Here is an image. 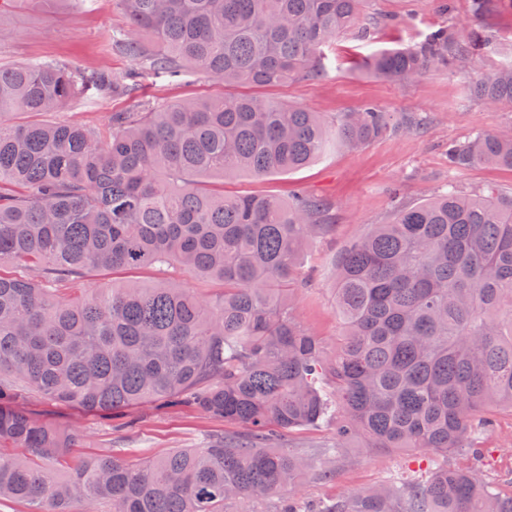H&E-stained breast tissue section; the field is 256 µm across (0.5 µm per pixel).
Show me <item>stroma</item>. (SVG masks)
<instances>
[{
	"instance_id": "35a3bbf8",
	"label": "stroma",
	"mask_w": 512,
	"mask_h": 512,
	"mask_svg": "<svg viewBox=\"0 0 512 512\" xmlns=\"http://www.w3.org/2000/svg\"><path fill=\"white\" fill-rule=\"evenodd\" d=\"M439 0H369L368 15L377 20L369 42L355 34L336 38L321 50L322 75L298 79L265 89L266 97L336 118L340 113L370 103L396 114L419 119V126L403 129L355 149L328 147L307 167L262 178L240 175L225 180L228 192L285 196L297 188L333 204L335 229L318 239L303 258L300 275L306 285L294 301V315L317 336L326 355L336 350L341 323L334 305L336 263L342 250L367 225L380 224L392 214L395 202L417 203L447 183L467 191L494 187L512 191V170L477 164L464 169L448 167L449 143L466 141L482 131L512 130V104L488 108L468 98L469 80L512 63V7L480 21L471 0H455L453 15L440 12ZM452 24L460 36L486 29L484 49L449 70H431L417 81L400 84L363 73L358 60L368 49L407 46L421 41L436 26ZM130 28L117 0H11L0 10V65L62 61L92 72L133 73L125 89L80 91L53 121L78 120L99 134H107L115 111H134L146 102L168 103L189 98L223 95V84L192 67L177 75L134 66L112 48V41ZM35 419L60 430L80 429L79 455L111 448L129 458L160 456L173 448H202L217 435L232 433L233 425L191 407L158 410L152 404L131 408L130 425L111 418L53 404L29 394L20 401ZM481 456L456 455L451 465L482 470L497 488L512 493V411L496 414L493 431L481 442ZM427 462L416 452L350 448L332 478L302 480L296 490L309 504L384 483L395 473L424 472Z\"/></svg>"
}]
</instances>
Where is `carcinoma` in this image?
<instances>
[{
  "mask_svg": "<svg viewBox=\"0 0 512 512\" xmlns=\"http://www.w3.org/2000/svg\"><path fill=\"white\" fill-rule=\"evenodd\" d=\"M118 2L130 32L112 46L134 62L272 88L318 77L320 48L354 30L368 0ZM500 2L473 0L474 13L487 19ZM478 42L442 25L361 67L411 82ZM88 85L116 90L125 78L52 61L0 66V265L18 268L0 271V500L29 512H224L286 490L276 512H308L297 483L329 478L332 459L358 443L424 452L427 476L394 475L318 512H512V495L481 471L448 464L476 449L495 411L512 410V193L450 185L369 225L338 259L342 332L328 357L293 303L301 255L334 228L332 205L212 183L296 171L333 139L358 146L415 119L365 105L329 122L248 93L113 112L105 136L41 119ZM469 92L512 104V65ZM17 112L28 120L8 119ZM448 163L512 169V131L455 143ZM155 266L218 281L222 293L206 303L175 280L64 289L90 268ZM29 393L103 414L188 404L240 433L148 460L108 450L74 462L82 435L16 407ZM330 421L327 461L274 445Z\"/></svg>",
  "mask_w": 512,
  "mask_h": 512,
  "instance_id": "carcinoma-1",
  "label": "carcinoma"
}]
</instances>
